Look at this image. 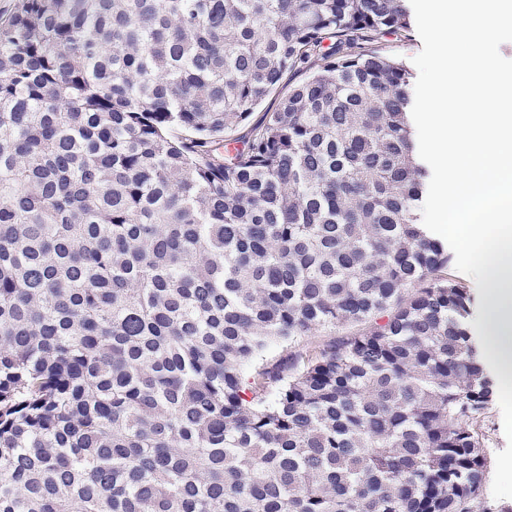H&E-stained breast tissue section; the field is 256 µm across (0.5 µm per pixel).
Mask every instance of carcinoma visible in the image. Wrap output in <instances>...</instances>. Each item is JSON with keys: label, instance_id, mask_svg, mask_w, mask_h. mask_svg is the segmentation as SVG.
Returning a JSON list of instances; mask_svg holds the SVG:
<instances>
[{"label": "carcinoma", "instance_id": "1", "mask_svg": "<svg viewBox=\"0 0 512 512\" xmlns=\"http://www.w3.org/2000/svg\"><path fill=\"white\" fill-rule=\"evenodd\" d=\"M405 2L17 0L0 512H512L470 293L420 223L411 73L382 53ZM309 74V70L305 72H298L289 77V81L287 80L283 87H279L276 91H274L267 100L261 104L255 110V118L259 119L264 112H272L278 102V100L288 93V89L293 85L300 83L307 75ZM486 434H487V453H488V474L486 480V492L488 497L494 502L512 503V499H494L492 496V482L495 471V457L496 454L503 450L507 445L506 436L504 433L502 413L499 406V399L495 400L491 410L489 411L486 420Z\"/></svg>", "mask_w": 512, "mask_h": 512}]
</instances>
